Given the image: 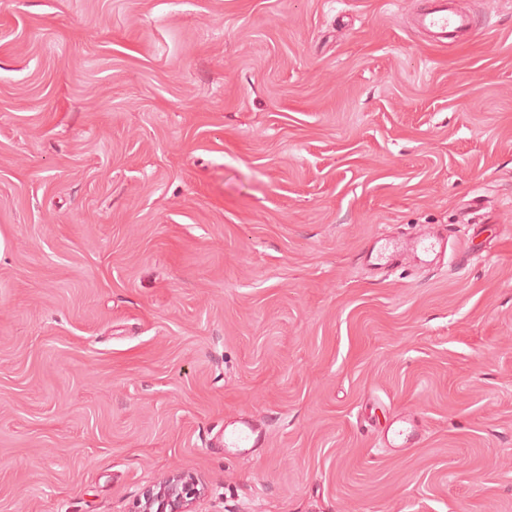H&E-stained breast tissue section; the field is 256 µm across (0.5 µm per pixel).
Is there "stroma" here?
<instances>
[{"label": "stroma", "instance_id": "35a3bbf8", "mask_svg": "<svg viewBox=\"0 0 512 512\" xmlns=\"http://www.w3.org/2000/svg\"><path fill=\"white\" fill-rule=\"evenodd\" d=\"M425 4L0 0V512H512V0ZM416 24L443 44H447L448 38L470 35L474 27L473 19L447 0H431L417 15ZM440 246L439 240L435 236H424L421 238L418 242H416L413 245H398L390 244L384 248L383 251H381L377 257L375 258L377 261H383L389 258L393 253H399V252H417L420 250L426 255H429L431 253H434L436 251V248ZM239 425L224 430V445L228 448H256L260 444L259 430L249 418L237 421ZM203 490L193 475L172 473L146 486L131 512H195Z\"/></svg>", "mask_w": 512, "mask_h": 512}]
</instances>
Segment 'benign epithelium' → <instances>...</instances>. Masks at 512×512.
<instances>
[{"instance_id":"obj_1","label":"benign epithelium","mask_w":512,"mask_h":512,"mask_svg":"<svg viewBox=\"0 0 512 512\" xmlns=\"http://www.w3.org/2000/svg\"><path fill=\"white\" fill-rule=\"evenodd\" d=\"M203 494L200 481L181 472L172 473L144 488L132 512H195Z\"/></svg>"}]
</instances>
